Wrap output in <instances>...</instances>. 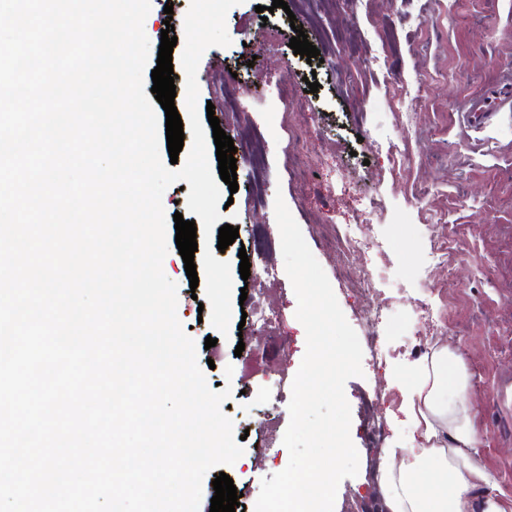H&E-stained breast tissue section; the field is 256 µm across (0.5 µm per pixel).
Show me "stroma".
Returning a JSON list of instances; mask_svg holds the SVG:
<instances>
[{"mask_svg":"<svg viewBox=\"0 0 512 512\" xmlns=\"http://www.w3.org/2000/svg\"><path fill=\"white\" fill-rule=\"evenodd\" d=\"M172 16H165V4ZM268 18L241 0L227 15L229 46L209 47L198 71L199 108L214 105L237 149L234 202L223 223L239 229L221 258L251 263L244 304H233L228 336L215 347L204 287H191L177 247L163 270L178 286L177 316L196 343L209 387L230 383L225 411L243 455L211 469L199 512H210L213 481L232 478L236 512H254L263 479L283 470L293 378L306 350L297 299L286 274L274 200L283 196L364 351L363 374L345 394L357 476L341 482L334 512H376L373 477L383 448L410 447L403 413L413 369L441 337L463 357L482 462L512 493V110L481 127L463 119L485 84L512 79V0H287ZM191 0H151L144 22L158 54L164 21L183 37ZM300 23L320 51L309 62L289 42ZM316 77L317 92L306 80ZM358 225L374 249L348 254L341 234ZM373 273L374 301L355 290L354 274ZM263 307L260 331L242 323ZM377 311L367 323L366 309ZM242 355H235L237 344ZM386 426L368 435L364 399Z\"/></svg>","mask_w":512,"mask_h":512,"instance_id":"1","label":"stroma"}]
</instances>
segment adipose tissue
Here are the masks:
<instances>
[{
	"label": "adipose tissue",
	"instance_id": "obj_1",
	"mask_svg": "<svg viewBox=\"0 0 512 512\" xmlns=\"http://www.w3.org/2000/svg\"><path fill=\"white\" fill-rule=\"evenodd\" d=\"M406 414L417 437L412 447L383 451L385 512H512V494L478 457L483 439L469 375L451 343L436 345L414 369Z\"/></svg>",
	"mask_w": 512,
	"mask_h": 512
}]
</instances>
